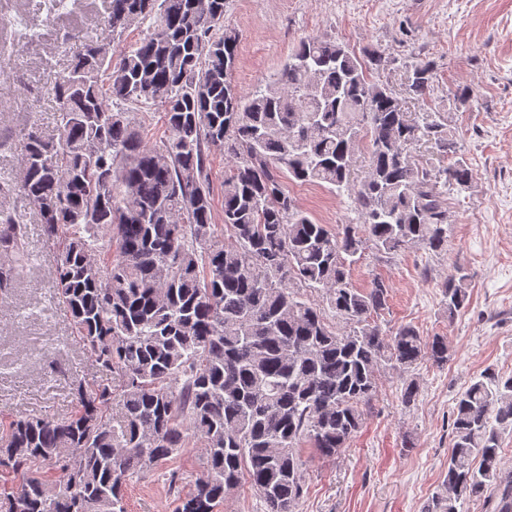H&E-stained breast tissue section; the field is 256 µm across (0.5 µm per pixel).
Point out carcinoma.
<instances>
[{
  "mask_svg": "<svg viewBox=\"0 0 512 512\" xmlns=\"http://www.w3.org/2000/svg\"><path fill=\"white\" fill-rule=\"evenodd\" d=\"M225 0H108L93 35L44 89L58 136L35 129L20 147L21 193L57 244L56 294L79 345L106 378L71 381L73 413L0 419V475L17 482L9 512H125L128 480L204 449V477L175 512H219L243 484L267 512H295L306 443L326 458L346 448L377 397L380 367L448 362L446 338L375 317L388 285L353 286L370 243L384 254L448 244L444 191L468 190L447 112H412L388 84L376 50L357 55L307 36L271 84L232 83L238 33ZM143 37L127 41L131 30ZM434 70L411 64L404 97L426 98ZM163 110L167 135L145 142L128 109ZM367 175H351L362 141ZM430 156L417 154L421 147ZM224 152V239L214 224L208 154ZM450 160L448 166L433 159ZM347 193L356 223L317 224L280 173ZM26 225L0 211V293L31 264ZM319 293L344 323L330 324ZM448 317L465 308L466 277L442 289ZM443 489L422 512H464L497 500L512 512V375L486 368L452 413Z\"/></svg>",
  "mask_w": 512,
  "mask_h": 512,
  "instance_id": "carcinoma-1",
  "label": "carcinoma"
}]
</instances>
